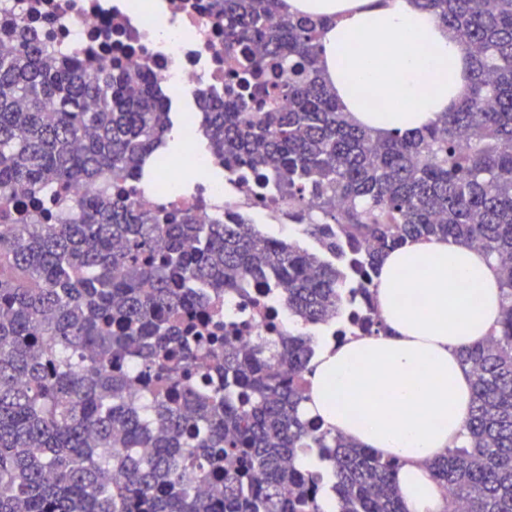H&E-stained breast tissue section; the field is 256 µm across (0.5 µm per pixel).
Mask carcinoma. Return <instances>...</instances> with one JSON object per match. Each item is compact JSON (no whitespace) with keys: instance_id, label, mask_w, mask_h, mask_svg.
<instances>
[{"instance_id":"cac0c4a2","label":"carcinoma","mask_w":512,"mask_h":512,"mask_svg":"<svg viewBox=\"0 0 512 512\" xmlns=\"http://www.w3.org/2000/svg\"><path fill=\"white\" fill-rule=\"evenodd\" d=\"M419 3L468 55L472 91L435 126L383 138L323 81L316 22L281 0L209 3L241 71L196 96L209 154L273 183L339 265L244 218L140 212L127 186L173 131L157 75L0 27L16 41L0 52V211L84 189L61 224L0 225V512H407L398 461L301 414L318 348L304 329L335 326L357 295L361 332L379 333L382 260L429 238L494 259L503 307L461 352L466 445L427 468L448 512H512V0ZM106 175L121 196L100 193ZM268 276L290 327L239 344L207 295ZM302 448L327 470L299 468Z\"/></svg>"}]
</instances>
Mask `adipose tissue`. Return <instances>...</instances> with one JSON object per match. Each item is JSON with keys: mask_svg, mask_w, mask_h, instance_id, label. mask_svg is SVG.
I'll return each mask as SVG.
<instances>
[{"mask_svg": "<svg viewBox=\"0 0 512 512\" xmlns=\"http://www.w3.org/2000/svg\"><path fill=\"white\" fill-rule=\"evenodd\" d=\"M322 22L319 67L350 120L386 136L434 126L471 90L469 61L418 0H282ZM424 293L421 307L410 293ZM376 306L386 334L319 349L303 413L401 462L408 512H442L426 463L465 442L472 376L461 360L502 313L494 260L448 239L414 241L384 258Z\"/></svg>", "mask_w": 512, "mask_h": 512, "instance_id": "ef3b65f1", "label": "adipose tissue"}]
</instances>
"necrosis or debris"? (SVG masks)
I'll return each instance as SVG.
<instances>
[{"instance_id": "4bbe7bcc", "label": "necrosis or debris", "mask_w": 512, "mask_h": 512, "mask_svg": "<svg viewBox=\"0 0 512 512\" xmlns=\"http://www.w3.org/2000/svg\"><path fill=\"white\" fill-rule=\"evenodd\" d=\"M203 2L153 0L152 9L145 11L136 0H0V19L22 23L52 55L70 51L86 58L120 57L148 64L165 90H220L227 68L224 29L203 11ZM159 23L172 31L170 40L149 39V28ZM207 163L194 147H187L183 166L157 167L163 190L134 195L136 206L147 214L162 208L187 210L204 223L254 212L276 220L287 213V199H279L277 206H266L272 187L244 169L229 171L225 183L209 187L199 182L193 192H186L184 166L201 170ZM209 307L214 320L222 322L236 316L242 343L277 335L286 326V313L275 289L262 280L251 282L247 297H214Z\"/></svg>"}]
</instances>
